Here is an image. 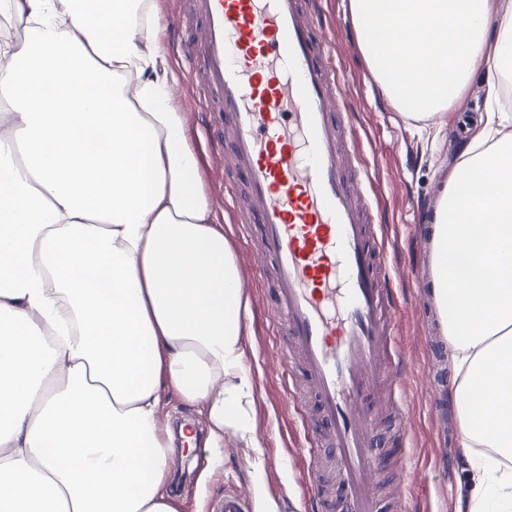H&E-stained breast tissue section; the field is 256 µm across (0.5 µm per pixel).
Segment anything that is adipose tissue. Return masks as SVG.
<instances>
[{
  "label": "adipose tissue",
  "instance_id": "ef3b65f1",
  "mask_svg": "<svg viewBox=\"0 0 512 512\" xmlns=\"http://www.w3.org/2000/svg\"><path fill=\"white\" fill-rule=\"evenodd\" d=\"M407 118L488 108L448 173L432 288L455 370L469 512H512V0H350ZM0 512H179L162 393L199 406L221 464L264 449L240 270L174 104L159 0H0ZM457 223H449V214Z\"/></svg>",
  "mask_w": 512,
  "mask_h": 512
}]
</instances>
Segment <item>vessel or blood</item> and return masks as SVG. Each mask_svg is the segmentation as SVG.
<instances>
[{
    "mask_svg": "<svg viewBox=\"0 0 512 512\" xmlns=\"http://www.w3.org/2000/svg\"><path fill=\"white\" fill-rule=\"evenodd\" d=\"M203 63L192 70L227 130L225 158L246 175L250 222L347 492V512H380L374 495L380 392L402 367L396 305L376 219L357 201L361 167L343 113L333 44L311 0H195Z\"/></svg>",
    "mask_w": 512,
    "mask_h": 512,
    "instance_id": "obj_1",
    "label": "vessel or blood"
}]
</instances>
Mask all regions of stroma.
I'll return each mask as SVG.
<instances>
[{"mask_svg":"<svg viewBox=\"0 0 512 512\" xmlns=\"http://www.w3.org/2000/svg\"><path fill=\"white\" fill-rule=\"evenodd\" d=\"M318 33H334V63L347 94L339 108L348 113L347 134L360 154L368 178L364 197L380 221L376 226L402 293L394 317L398 346L407 366L403 382L388 396L404 412L408 454H400L396 431L384 436L380 454L381 512L394 503L389 486L407 470L400 494L406 512H458L459 496L469 483L467 458L459 444V425L453 406L430 412L433 393L447 390L454 374L445 358L434 357L430 345L442 339L443 329L434 299L421 289L431 286V246L415 230L412 219L430 218L438 206L448 171L465 148L449 128L432 137L423 122L405 118L382 94L362 54L349 14V0H314ZM161 40L170 70L178 79L175 103L189 116L188 138L195 147L205 188L216 219L223 224L240 271L251 287L246 294L248 318L244 328L246 364L255 383V423L265 447V477L278 512H328L340 501L338 476L325 454L314 420L316 408L303 390L306 375L298 360L287 357L284 327H273L275 282L268 261L259 255L256 232L240 219L247 212L245 180L224 161L223 125L207 111L189 77L194 63L188 55L198 25L193 0H160ZM170 490L180 512H213L214 503L231 493L249 492L246 464L240 449L227 445L224 464L212 467L209 449L175 455ZM320 476L321 506H313L307 487Z\"/></svg>","mask_w":512,"mask_h":512,"instance_id":"1","label":"stroma"}]
</instances>
